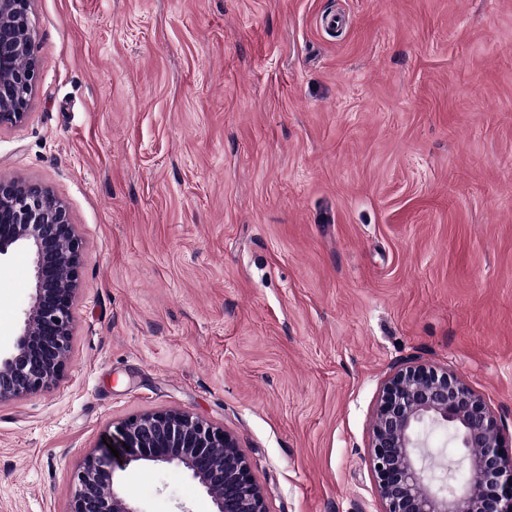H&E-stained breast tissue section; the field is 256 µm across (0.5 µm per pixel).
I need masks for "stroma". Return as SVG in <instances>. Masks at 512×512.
Here are the masks:
<instances>
[{"mask_svg":"<svg viewBox=\"0 0 512 512\" xmlns=\"http://www.w3.org/2000/svg\"><path fill=\"white\" fill-rule=\"evenodd\" d=\"M32 9L0 176L48 185L85 249L64 378L0 405V512H65L84 453L154 409L232 433L269 512H382L373 414L413 363L512 434V0ZM31 289L0 258L1 348ZM115 483L212 510L175 466Z\"/></svg>","mask_w":512,"mask_h":512,"instance_id":"stroma-1","label":"stroma"}]
</instances>
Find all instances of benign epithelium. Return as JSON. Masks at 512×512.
Here are the masks:
<instances>
[{
	"label": "benign epithelium",
	"instance_id": "7a95c632",
	"mask_svg": "<svg viewBox=\"0 0 512 512\" xmlns=\"http://www.w3.org/2000/svg\"><path fill=\"white\" fill-rule=\"evenodd\" d=\"M33 0H0V129L26 119L39 64ZM27 251L33 292L12 346L0 350V404L45 391L69 365L73 308L82 287L84 241L65 203L40 182L0 176V257ZM465 452L467 479L436 474L427 439L434 429ZM112 446L88 451L72 473L67 512H141L114 486L116 471L141 461L186 469L211 512H269L250 460L230 432L187 412L131 416ZM484 399L446 369L414 364L383 383L370 434V465L383 512H512V455Z\"/></svg>",
	"mask_w": 512,
	"mask_h": 512
}]
</instances>
